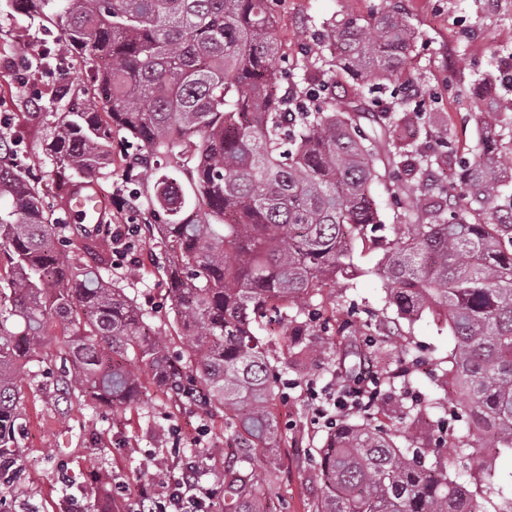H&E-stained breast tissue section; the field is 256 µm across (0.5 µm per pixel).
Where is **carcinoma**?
I'll use <instances>...</instances> for the list:
<instances>
[{
	"mask_svg": "<svg viewBox=\"0 0 512 512\" xmlns=\"http://www.w3.org/2000/svg\"><path fill=\"white\" fill-rule=\"evenodd\" d=\"M274 0H35L34 18L55 29L45 60H76L95 85L63 86L55 96H84L83 108L55 116L46 138L48 176L69 186L52 206L18 165L19 122L0 126V484L17 478L26 426L21 383L30 378L45 337H65L57 401L82 398L94 409H125L146 386L141 366L164 368V386L201 417L224 416V512H264L274 472L255 455L281 441L278 402L288 371L259 335L261 318L297 308L302 324L330 317L314 303L322 288L366 274L356 243L382 251L378 274L389 304L409 322L425 313L455 338L442 376L444 415L466 432L432 434L472 461L465 482L426 459L411 438L396 444L377 423L379 397L397 374L381 361L371 323L344 320L332 378L359 391L360 423L338 421L315 464L326 492L314 512H512L492 460L512 456V170L495 142L472 157L442 150L420 155L409 172L443 164L452 181L423 194L396 196L409 219L385 234L372 183L379 147L336 108L328 81L298 94L283 87L286 53L276 36ZM418 33L387 8L364 19L348 14L324 37L336 67L363 87L400 88L403 57ZM486 85L481 126L498 122L502 104ZM125 147L129 182L139 186L152 237L167 247L168 298L184 349L172 355L148 325L149 313L126 295L112 235L71 224L72 190L93 195L97 171L112 164V139ZM148 173L145 182L140 172ZM283 343L302 361L301 332Z\"/></svg>",
	"mask_w": 512,
	"mask_h": 512,
	"instance_id": "cac0c4a2",
	"label": "carcinoma"
}]
</instances>
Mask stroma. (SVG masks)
Returning <instances> with one entry per match:
<instances>
[{"mask_svg":"<svg viewBox=\"0 0 512 512\" xmlns=\"http://www.w3.org/2000/svg\"><path fill=\"white\" fill-rule=\"evenodd\" d=\"M416 29L419 38L404 64V77L433 97L432 108L441 119L418 126L405 118L406 108L393 101L389 92L378 95L377 111L389 122L410 132L412 146L436 150L442 138L456 141L468 153L479 141V112L484 99L477 90L483 78H490L496 92L512 101V80L503 75L512 66V0H397ZM382 0H280L276 8L278 34L288 56L291 81L305 86L319 72H333L334 66L320 38L344 16H369ZM45 33L33 18L0 5V116L24 111L26 102L39 104L41 111H67L69 100L49 103L44 90L55 85L54 71L40 67ZM26 58L30 63V84L20 85L6 68V61ZM96 188L110 205L113 223L126 221L121 200L127 195L120 158L101 171ZM146 260L139 277L125 281L126 294L152 313L151 324L170 352L182 348L175 314L166 293V277L157 262L160 245L146 241ZM365 276L337 281L319 298L326 315L344 318L349 300H357L372 315L379 334L378 347L390 367L413 357L422 361L413 373L412 395L430 400L439 397L436 380L448 366L455 339L447 326L424 315L416 321L399 319L389 306L384 281L376 269L379 251L369 247L356 250ZM306 343L316 349L315 360L303 367H289L296 380L279 405L286 447L275 450L279 479L266 493L267 512H311L321 499L324 484L311 460L322 447L326 429L312 425L311 410L303 381L313 377L319 386L328 385L336 364L334 344L340 336L325 332L318 324L304 328ZM53 376L37 377L22 387L28 424L22 441L25 480L22 486H0V497L26 499L37 512H61L70 497L94 504L98 488L91 475L101 471L122 477L136 486L166 470L180 468L188 458L206 457L204 480L213 485L224 475V420L209 421L206 436H199L197 410L189 402L170 397L166 391L149 387L140 401L120 411L93 410L80 401L57 404ZM67 468L70 485L57 480L58 468Z\"/></svg>","mask_w":512,"mask_h":512,"instance_id":"1","label":"stroma"}]
</instances>
